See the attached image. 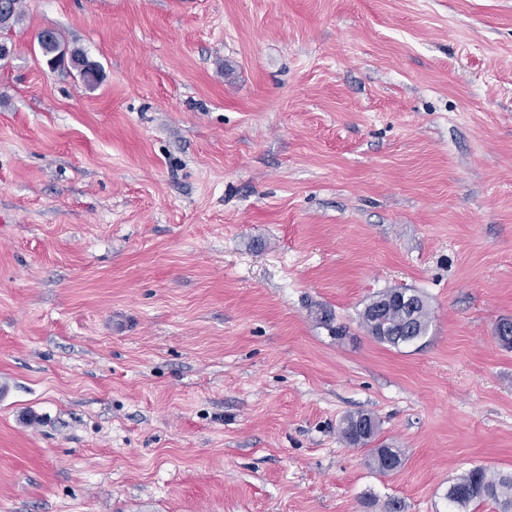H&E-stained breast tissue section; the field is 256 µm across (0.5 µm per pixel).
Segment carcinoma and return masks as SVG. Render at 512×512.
<instances>
[{
	"instance_id": "obj_1",
	"label": "carcinoma",
	"mask_w": 512,
	"mask_h": 512,
	"mask_svg": "<svg viewBox=\"0 0 512 512\" xmlns=\"http://www.w3.org/2000/svg\"><path fill=\"white\" fill-rule=\"evenodd\" d=\"M22 0H0V30H8L21 14ZM64 41L53 29L44 30L39 36V46L50 63H60L70 59L71 64L82 67L81 75L92 84L96 81L98 65L89 61L82 52L72 51L64 54ZM415 297L409 304L384 309L378 313L374 308L379 305L380 298H373L360 313L361 325L379 342L393 347L407 345L427 335L432 322V312L428 302L417 291H406ZM361 414H353L344 419L341 427L342 439L351 446H366L375 439V435L364 437L358 435V418ZM403 453L398 448L381 446L371 449V464L378 471H385L389 464L395 467L402 465ZM449 504L456 512H467L473 502L489 500L498 512H512V473L505 474L478 466L455 479L445 495Z\"/></svg>"
}]
</instances>
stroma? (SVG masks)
<instances>
[{
	"label": "stroma",
	"mask_w": 512,
	"mask_h": 512,
	"mask_svg": "<svg viewBox=\"0 0 512 512\" xmlns=\"http://www.w3.org/2000/svg\"><path fill=\"white\" fill-rule=\"evenodd\" d=\"M0 41V512H449L512 473V0H23ZM392 288L433 313L397 348L360 324ZM63 45L64 41L56 30L46 29L39 36V46L43 55L49 57L50 64L64 62L67 53L61 49ZM364 415H369V414H364V413H357V414H353V415H349L348 417H346L344 419V422L342 424V427H341V437L342 439L349 445L351 446H356V445H360V446H367L369 443H371L373 441V439H375V436L377 434V430H378V425H377V422L376 420L371 416L375 423H376V430L373 434H367L369 433L370 431L373 430L374 426H373V423L371 421L368 422V424H363L362 427H363V432L365 434H367L366 436H364L363 438L359 437L358 435V421L357 419L359 417H362ZM403 453L398 448H388L387 446H381L379 448L371 449V464L378 470L385 472L389 463L394 464L395 469L402 465ZM455 512H466L473 502L492 501L498 512H512V473L475 467L455 479L445 495Z\"/></svg>",
	"instance_id": "stroma-1"
}]
</instances>
